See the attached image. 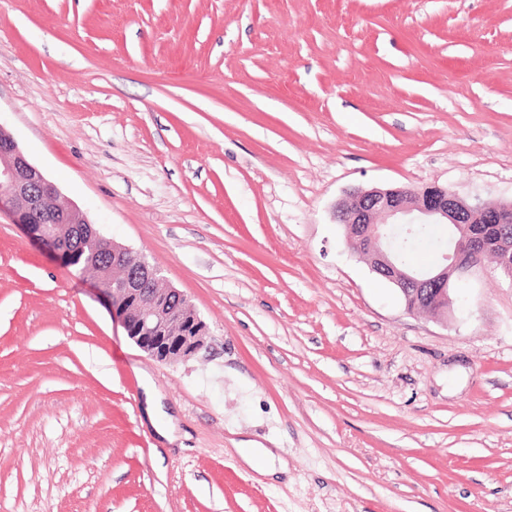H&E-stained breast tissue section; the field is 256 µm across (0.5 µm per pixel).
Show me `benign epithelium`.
I'll return each mask as SVG.
<instances>
[{"instance_id":"1","label":"benign epithelium","mask_w":512,"mask_h":512,"mask_svg":"<svg viewBox=\"0 0 512 512\" xmlns=\"http://www.w3.org/2000/svg\"><path fill=\"white\" fill-rule=\"evenodd\" d=\"M59 191L0 125V212H9L39 243L61 260L86 239H101L88 216L72 204L57 202ZM336 222L349 228L371 270L397 288L410 310L426 309L443 316L452 306L454 285L471 277L484 256H498L499 266L512 264V204L470 202L438 183L416 191L402 188L353 189L336 204ZM417 224H445L450 231L448 252L438 266L412 270L400 266L391 244L393 226L411 234ZM108 264L121 272L109 288L94 280L112 316L149 357L177 363L200 350L206 327L192 303L175 288L163 285L161 272L144 255L108 241Z\"/></svg>"}]
</instances>
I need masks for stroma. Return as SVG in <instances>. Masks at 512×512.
Segmentation results:
<instances>
[{
    "label": "stroma",
    "instance_id": "obj_1",
    "mask_svg": "<svg viewBox=\"0 0 512 512\" xmlns=\"http://www.w3.org/2000/svg\"><path fill=\"white\" fill-rule=\"evenodd\" d=\"M0 125L207 326L150 358L1 213L0 512H512V282L408 311L334 218L512 200V0H0ZM243 462L251 469L264 474L274 461L275 455L267 448L242 447L236 448Z\"/></svg>",
    "mask_w": 512,
    "mask_h": 512
}]
</instances>
